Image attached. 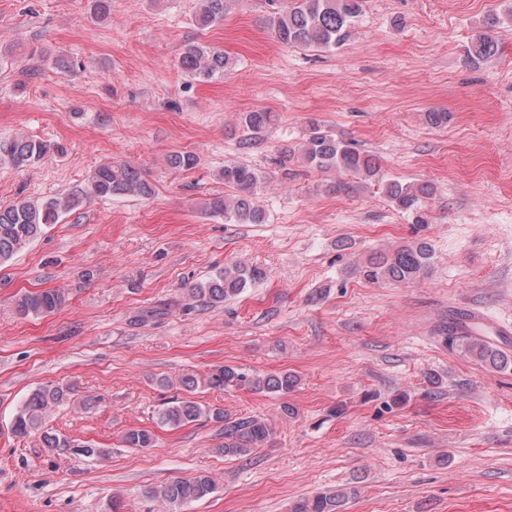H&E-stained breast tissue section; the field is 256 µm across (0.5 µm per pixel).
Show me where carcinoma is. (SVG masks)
Here are the masks:
<instances>
[{
    "mask_svg": "<svg viewBox=\"0 0 512 512\" xmlns=\"http://www.w3.org/2000/svg\"><path fill=\"white\" fill-rule=\"evenodd\" d=\"M226 0H197L195 24L208 28L224 20ZM287 5L268 18V24L277 40L287 47L336 49L349 38L351 30L364 11L365 0H285ZM504 24L498 15L488 18L484 31L466 47V58L477 64L498 51L495 30ZM179 65L192 79L209 81L221 78L231 67L230 58L223 50L198 41L184 45ZM274 116L266 111H250L241 115V126L251 133H259L271 126ZM304 160L317 168L342 170L366 180H373L382 188L386 197L401 211L410 214L414 224L428 223L425 199L432 188L423 183L385 182L379 178V166L373 155L355 148L352 143L324 126L310 124L301 148ZM50 153V146L42 140L16 137L0 143V157L17 169H26ZM168 163L178 170H190L198 164V157L191 152H175ZM224 185L236 191L231 197L216 195L205 203V209L214 216L236 224H263L267 217L263 209L255 206L252 197L264 184L266 176L258 169L242 163L224 165L220 171ZM153 195L151 183L136 168L126 163H104L96 167L88 178L85 190L79 194H62L41 200L20 199L0 206V264L7 263L45 230L60 223V218L81 207L91 198L113 197L149 198ZM433 266L430 246L412 240L387 253L368 259L364 277L374 283L380 281L409 282L429 274ZM266 278L258 266L234 265L224 268L216 276L194 285L189 298L204 306H216L240 294L248 285ZM68 293L60 288L40 289L22 294L15 301V310L22 317H39L52 314L65 306ZM468 331H458L454 323L445 331V341L466 350L478 361L494 368L512 366V354L501 349L495 341L478 333L476 327L467 325ZM298 378L292 373L267 376H250L241 369L224 365L208 372L203 378L187 374L178 380L184 396L170 401L160 412L159 422L171 429L180 428L202 418L220 425L222 442L214 452L226 457H246L264 447L274 436V427L263 415L232 417L220 407L204 406L195 400L201 387L226 390L248 386L261 393L281 397L293 392ZM74 397L70 385H46L33 389L15 413L11 430L15 437L37 435L41 446L52 451L68 449L92 456L105 455V451L86 442H77L45 428L51 409ZM157 437L148 429L131 428L122 436L128 448H151ZM216 490L215 480L206 474L191 478L175 479L146 491L154 499L170 505H183L202 500ZM344 494L319 492L297 501L291 512H338Z\"/></svg>",
    "mask_w": 512,
    "mask_h": 512,
    "instance_id": "obj_1",
    "label": "carcinoma"
}]
</instances>
